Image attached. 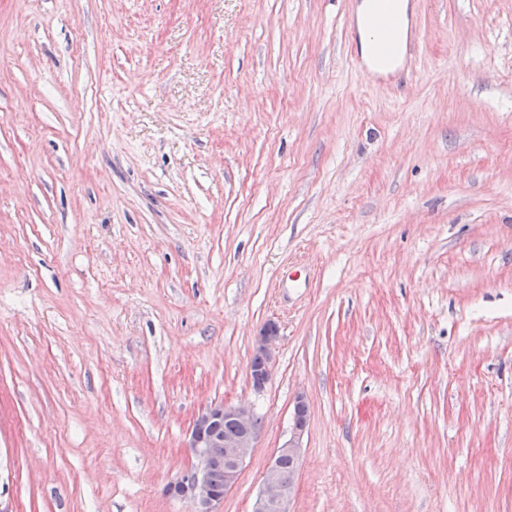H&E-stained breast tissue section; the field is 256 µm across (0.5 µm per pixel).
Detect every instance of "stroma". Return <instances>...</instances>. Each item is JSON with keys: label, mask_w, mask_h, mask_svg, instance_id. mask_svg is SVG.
Returning <instances> with one entry per match:
<instances>
[{"label": "stroma", "mask_w": 512, "mask_h": 512, "mask_svg": "<svg viewBox=\"0 0 512 512\" xmlns=\"http://www.w3.org/2000/svg\"><path fill=\"white\" fill-rule=\"evenodd\" d=\"M360 4L0 0L7 512H189L219 402L251 512L300 395L289 512H512V0H411L398 85ZM373 43V62L383 69H392V72L376 79L378 82H399L413 71L416 62V51L419 46V34L417 26L411 21L408 23L403 37V45L400 48L395 40V28L387 24L373 27L370 31ZM380 58H383L381 60ZM275 323H269L260 334L255 344V355L249 367L250 378L255 389H261L268 379L274 351L279 338ZM259 358L258 363L257 360ZM256 363V364H255ZM253 408L245 403L228 405L224 402L209 405L192 421L188 446L192 453L190 474L171 483L169 493L187 501L192 512H217V506L224 501L227 491L234 487L246 459L254 448L257 430ZM231 438H224L235 433ZM224 426V430H223ZM212 483L223 491H218Z\"/></svg>", "instance_id": "stroma-1"}]
</instances>
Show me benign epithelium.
<instances>
[{"label":"benign epithelium","mask_w":512,"mask_h":512,"mask_svg":"<svg viewBox=\"0 0 512 512\" xmlns=\"http://www.w3.org/2000/svg\"><path fill=\"white\" fill-rule=\"evenodd\" d=\"M279 330L270 323L260 334L255 344L258 363L249 367L252 385L256 389L264 386L268 379ZM253 408L245 403L228 405L222 402L209 405L192 421L188 446L192 453L189 467L191 479H181L168 487L174 497L187 501L192 512H217V506L224 501L226 491L233 488L244 467L246 459L254 448L257 430ZM294 438L288 440L267 466L260 489L251 512H286V504L294 494L297 470L285 471L279 460L288 456L299 462L298 443L307 425L308 405L304 397L296 398L293 406ZM237 427V434L224 437V423ZM224 468V490H217L210 481V472Z\"/></svg>","instance_id":"benign-epithelium-1"}]
</instances>
